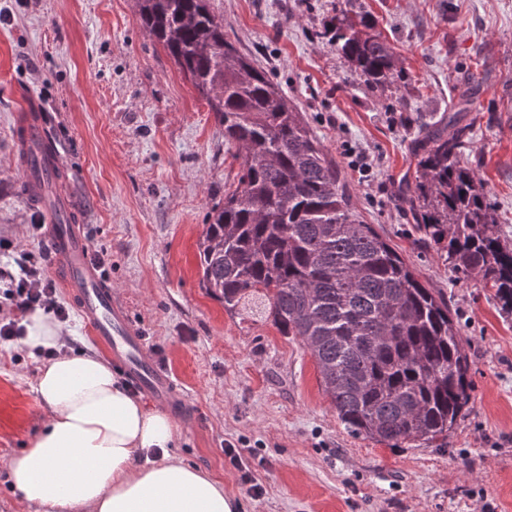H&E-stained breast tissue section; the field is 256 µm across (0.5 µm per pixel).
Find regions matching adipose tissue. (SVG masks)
Here are the masks:
<instances>
[{"mask_svg": "<svg viewBox=\"0 0 512 512\" xmlns=\"http://www.w3.org/2000/svg\"><path fill=\"white\" fill-rule=\"evenodd\" d=\"M16 346L27 354L64 343L60 327L34 312ZM43 432L6 469L36 512H237L222 482L171 451V419L147 408L90 354L62 356L39 372Z\"/></svg>", "mask_w": 512, "mask_h": 512, "instance_id": "obj_1", "label": "adipose tissue"}]
</instances>
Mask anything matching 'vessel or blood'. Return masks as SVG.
Here are the masks:
<instances>
[{
	"label": "vessel or blood",
	"instance_id": "vessel-or-blood-1",
	"mask_svg": "<svg viewBox=\"0 0 512 512\" xmlns=\"http://www.w3.org/2000/svg\"><path fill=\"white\" fill-rule=\"evenodd\" d=\"M23 136L26 144L37 147L34 155L20 160L22 168L32 167L37 171L27 182L39 192H46L48 180L64 169V156L54 146L45 122L26 127ZM46 209L53 219L45 224L44 233L56 257L59 282L70 296L89 337L139 392L178 417L191 420L194 416L191 404L166 366L147 354L141 329L93 261L83 226L62 223V216L70 211L68 197L55 193Z\"/></svg>",
	"mask_w": 512,
	"mask_h": 512
}]
</instances>
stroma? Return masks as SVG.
<instances>
[{"label":"stroma","instance_id":"1","mask_svg":"<svg viewBox=\"0 0 512 512\" xmlns=\"http://www.w3.org/2000/svg\"><path fill=\"white\" fill-rule=\"evenodd\" d=\"M337 0H211L224 33L302 112L361 219L448 303L468 341L471 399L443 446L353 436L315 359L260 316L234 314L199 284L198 242L240 162L206 100L142 26L136 0H0V268L55 256L22 193L16 119L42 115L65 153L64 191L101 272L171 371L196 417L173 451L224 483L240 512H512V317L488 289L418 239L408 197L413 117L467 97L465 155L512 239V0H360L402 78L366 90L320 33ZM44 362L0 345V512H34L4 462L45 410ZM234 443L244 462L225 456ZM263 488L247 494L244 477Z\"/></svg>","mask_w":512,"mask_h":512}]
</instances>
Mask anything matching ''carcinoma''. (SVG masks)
<instances>
[{"label": "carcinoma", "instance_id": "obj_1", "mask_svg": "<svg viewBox=\"0 0 512 512\" xmlns=\"http://www.w3.org/2000/svg\"><path fill=\"white\" fill-rule=\"evenodd\" d=\"M211 0H137L146 32L206 97L241 152L199 243L200 284L230 311L256 312L315 359L345 428L379 442L445 439L470 401L467 342L448 304L373 225L360 220L336 162L264 68L224 37ZM364 86L394 83V48L340 0L323 32ZM466 99L416 118L414 228L452 269L512 316V241L465 159Z\"/></svg>", "mask_w": 512, "mask_h": 512}]
</instances>
